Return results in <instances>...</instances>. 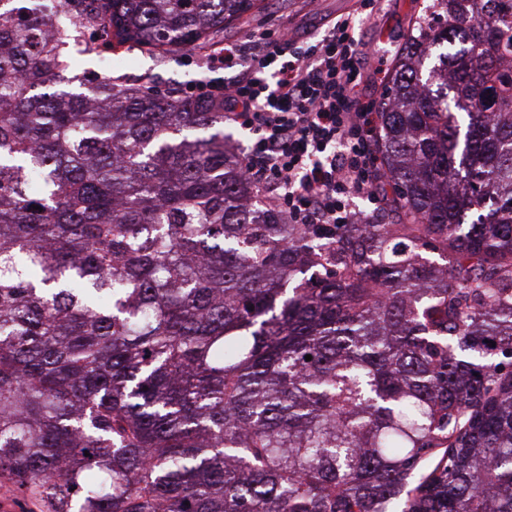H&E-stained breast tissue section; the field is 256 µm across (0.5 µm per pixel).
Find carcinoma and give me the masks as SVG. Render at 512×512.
<instances>
[{
  "label": "carcinoma",
  "instance_id": "1",
  "mask_svg": "<svg viewBox=\"0 0 512 512\" xmlns=\"http://www.w3.org/2000/svg\"><path fill=\"white\" fill-rule=\"evenodd\" d=\"M256 2L52 0L58 29L0 0V483L46 512H512V0L410 19L378 224L260 206L217 97L67 76L128 44L214 82Z\"/></svg>",
  "mask_w": 512,
  "mask_h": 512
}]
</instances>
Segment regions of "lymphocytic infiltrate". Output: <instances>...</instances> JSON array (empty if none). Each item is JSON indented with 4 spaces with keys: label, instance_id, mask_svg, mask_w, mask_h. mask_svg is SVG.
<instances>
[{
    "label": "lymphocytic infiltrate",
    "instance_id": "lymphocytic-infiltrate-1",
    "mask_svg": "<svg viewBox=\"0 0 512 512\" xmlns=\"http://www.w3.org/2000/svg\"><path fill=\"white\" fill-rule=\"evenodd\" d=\"M378 0L320 31L248 32L210 53L224 80L202 87L224 101V122L249 134L244 171L290 224H365L360 201H380L369 82L385 70L359 41Z\"/></svg>",
    "mask_w": 512,
    "mask_h": 512
}]
</instances>
